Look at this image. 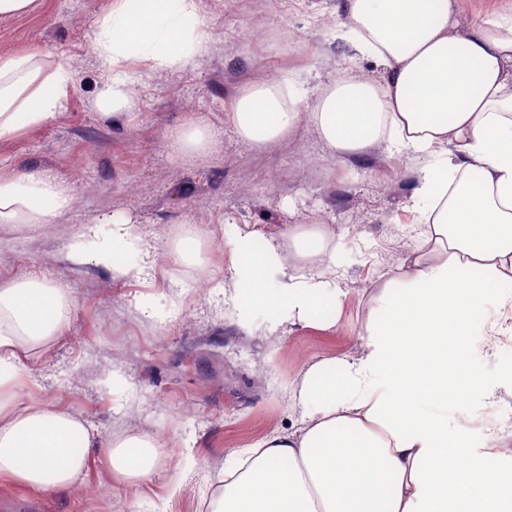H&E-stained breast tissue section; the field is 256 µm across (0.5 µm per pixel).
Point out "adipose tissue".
Wrapping results in <instances>:
<instances>
[{
	"label": "adipose tissue",
	"instance_id": "adipose-tissue-1",
	"mask_svg": "<svg viewBox=\"0 0 512 512\" xmlns=\"http://www.w3.org/2000/svg\"><path fill=\"white\" fill-rule=\"evenodd\" d=\"M352 46L384 66L381 81L350 77L297 111L274 84L243 90L239 136L263 146L315 124L328 145L361 154L379 142L419 157L415 221L425 252L384 285L357 354L312 364L293 399L303 426L267 438L226 478L212 512H512V466L495 463L498 437L473 443L470 400L494 409L512 374L486 373L488 306L512 309V10L467 21L462 0H339ZM105 75L100 104L120 107L139 57L180 68L207 54L195 0H113L95 25ZM71 74L41 76L37 59L0 61V137L54 116ZM71 198L54 179H0V224H47ZM329 245L299 225L287 248L224 244V276L247 283L246 305L277 323L310 321L329 296L326 270L305 272ZM69 297L37 280L0 286V478L40 490L73 485L97 438L84 422L14 390L21 355L59 332ZM153 439L107 447L123 478L150 477Z\"/></svg>",
	"mask_w": 512,
	"mask_h": 512
}]
</instances>
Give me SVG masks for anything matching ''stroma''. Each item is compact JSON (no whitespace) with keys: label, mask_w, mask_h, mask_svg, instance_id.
<instances>
[{"label":"stroma","mask_w":512,"mask_h":512,"mask_svg":"<svg viewBox=\"0 0 512 512\" xmlns=\"http://www.w3.org/2000/svg\"><path fill=\"white\" fill-rule=\"evenodd\" d=\"M108 7L34 0L0 18V59L33 54L42 75L60 65L72 74L51 119L0 137V178L43 173L71 197L50 229L0 224V285L34 278L70 297L63 334L23 355L17 395L76 416L100 441L69 488L1 479L0 512H209L219 475L242 450L299 430L292 396L305 370L359 348L383 283L422 252L410 213L420 168L413 155L382 142L351 157L308 122L263 148L237 134L239 94L265 72L296 78L302 112L338 78L381 79L375 58L338 38L336 0H267L266 25L285 17L300 35L287 54L257 38L255 0H197L208 54L173 70L130 59L129 104L112 114L97 106L104 74L93 50L94 22ZM195 121L209 128L211 145L177 159L174 138ZM123 221L136 234L113 266L74 260L76 241L109 240ZM198 222L213 256L214 285L203 297L172 258ZM299 224L335 227V302L321 304L310 324L290 326L225 299V239L248 234L284 246ZM128 436L165 439L177 455L159 454L148 479L119 482L104 446ZM99 486L109 496H93Z\"/></svg>","instance_id":"1"}]
</instances>
